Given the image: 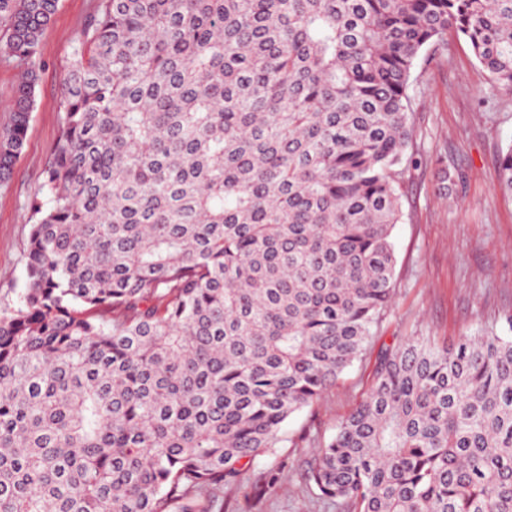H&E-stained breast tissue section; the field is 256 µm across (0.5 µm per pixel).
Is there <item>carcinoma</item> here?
<instances>
[{"instance_id": "cac0c4a2", "label": "carcinoma", "mask_w": 512, "mask_h": 512, "mask_svg": "<svg viewBox=\"0 0 512 512\" xmlns=\"http://www.w3.org/2000/svg\"><path fill=\"white\" fill-rule=\"evenodd\" d=\"M58 6L0 0V187ZM450 30L511 94L512 0H100L0 305V512H214L287 442L390 309L409 89ZM313 444L333 512H512V336L382 344ZM21 69L11 60L0 57V130L7 126Z\"/></svg>"}]
</instances>
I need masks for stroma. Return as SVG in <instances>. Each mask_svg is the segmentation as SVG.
<instances>
[{
    "mask_svg": "<svg viewBox=\"0 0 512 512\" xmlns=\"http://www.w3.org/2000/svg\"><path fill=\"white\" fill-rule=\"evenodd\" d=\"M99 0H60L41 46V80L27 139L8 187L0 188V303L16 302L25 276L27 203L43 181L58 140V104L72 50L98 13ZM412 97L416 163L405 175L403 220L393 230L395 295L382 342L423 334L446 345L512 315V204L497 188L500 154L512 146V93H492L469 46L449 36L446 50L418 62ZM462 173L447 186L445 170ZM372 359L355 362L311 408L289 420L290 439L327 435L370 386ZM309 447L261 454L224 490L223 512H323L297 484ZM281 468L285 489L261 500L253 485Z\"/></svg>",
    "mask_w": 512,
    "mask_h": 512,
    "instance_id": "obj_1",
    "label": "stroma"
}]
</instances>
